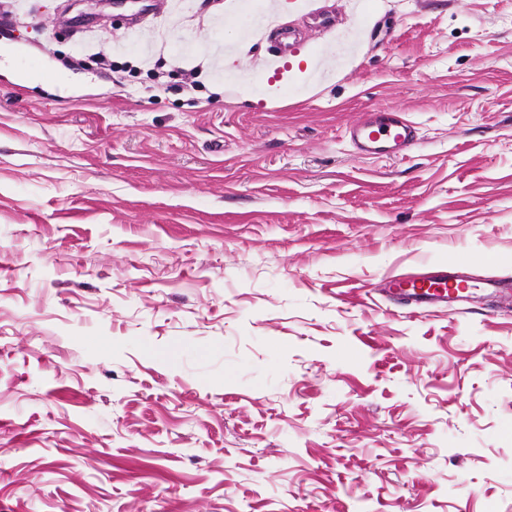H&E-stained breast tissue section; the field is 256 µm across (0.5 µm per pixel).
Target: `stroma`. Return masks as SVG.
<instances>
[{
    "instance_id": "obj_1",
    "label": "stroma",
    "mask_w": 512,
    "mask_h": 512,
    "mask_svg": "<svg viewBox=\"0 0 512 512\" xmlns=\"http://www.w3.org/2000/svg\"><path fill=\"white\" fill-rule=\"evenodd\" d=\"M159 2L0 14V512H512V306L383 292L512 278V0ZM361 156L403 157L417 140L416 126L397 112L377 108L346 128ZM455 273L439 269L429 276L415 280H390L387 291L396 304L401 307H448L465 301L467 295L455 294L448 283L458 280Z\"/></svg>"
}]
</instances>
